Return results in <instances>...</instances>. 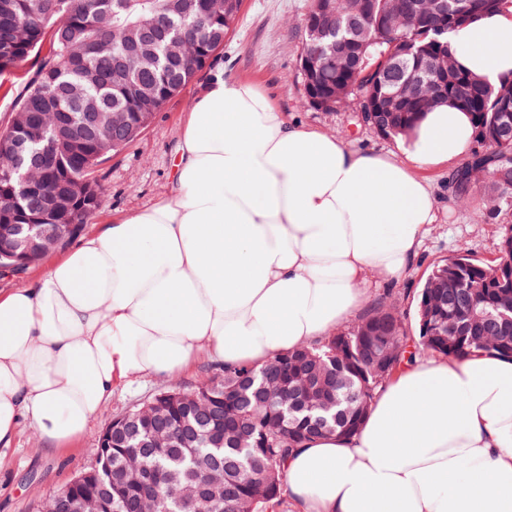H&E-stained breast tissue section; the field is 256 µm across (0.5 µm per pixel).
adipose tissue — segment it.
<instances>
[{"mask_svg":"<svg viewBox=\"0 0 512 512\" xmlns=\"http://www.w3.org/2000/svg\"><path fill=\"white\" fill-rule=\"evenodd\" d=\"M450 45L475 76L512 75V12L479 15ZM473 135L448 104L396 151L357 148L252 81L209 79L160 200L0 292V446L25 424L57 447L79 439L134 376L319 341L368 305L371 277L410 270L437 221L421 172L452 167ZM284 472L289 512H512V360L419 356L356 434L311 439Z\"/></svg>","mask_w":512,"mask_h":512,"instance_id":"obj_1","label":"adipose tissue"}]
</instances>
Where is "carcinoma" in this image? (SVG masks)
<instances>
[{"instance_id":"1","label":"carcinoma","mask_w":512,"mask_h":512,"mask_svg":"<svg viewBox=\"0 0 512 512\" xmlns=\"http://www.w3.org/2000/svg\"><path fill=\"white\" fill-rule=\"evenodd\" d=\"M225 14L213 15L186 0H0V80L17 74L37 60L35 76L13 107L33 124L49 125L47 112H64L75 123L86 112H157L178 96L205 65L179 60L173 48L180 36L200 34L203 57L212 59L235 26L241 0ZM332 23L356 20L367 31L366 44L353 49L346 71L327 65L318 69L313 90L330 96L339 82H350L358 95L364 89L355 76L377 66L387 69L392 84L415 73L414 61L391 67L403 38L422 45L434 38L430 30L415 32L402 26L392 36L376 31L390 9L389 0H333ZM448 18L511 11L512 0H447ZM448 85L465 97L474 116L475 141L480 150L457 172L453 185L460 199L476 181L503 194L512 189V124L502 129L500 82L459 69L448 57ZM419 113L405 112L391 131L409 132ZM100 149L86 138L59 152L70 177L85 178L120 152ZM47 182L40 193L25 194L17 175L0 182V190L25 196L23 209L38 195L54 191ZM501 256L486 265L459 249L433 266L415 305L417 335L408 334L397 304L383 298L356 322L336 329L322 340L283 353L263 365H226L222 374L197 389L210 408L200 412L169 403L163 425L170 446L152 448L156 423L129 411L134 437L112 441L107 467L112 488L126 494L127 507L152 497L166 508L188 486L210 472L223 476L214 489L224 505L237 512H268L288 507L282 461L309 438L324 433L352 435L362 425L378 391L399 367L409 344L425 352L460 359L474 349L512 358V236L500 244ZM261 370L278 378L281 390L259 399L241 394L252 374Z\"/></svg>"}]
</instances>
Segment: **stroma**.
<instances>
[{
    "label": "stroma",
    "instance_id": "stroma-1",
    "mask_svg": "<svg viewBox=\"0 0 512 512\" xmlns=\"http://www.w3.org/2000/svg\"><path fill=\"white\" fill-rule=\"evenodd\" d=\"M308 4L309 0H243L235 28L211 66L157 112L134 143L101 166L97 177L102 205L93 220L84 225V233L96 232L111 223L113 216L158 200L172 175L181 120L197 91L219 72L261 85L280 111L302 123L358 147L394 149V139L365 126L353 106L323 111L306 104L299 59L305 44L303 19ZM424 176L432 182L438 197V223L431 225L421 256L405 278L397 282L375 278L370 283L371 299L392 294L409 315L414 312V297L432 264L462 247L474 259L493 263L500 255L502 239L512 234V208L496 209L476 191L467 203L451 200L448 182L452 173L448 169H429ZM219 371V363L202 355L174 377L133 378L113 391L89 431L68 449L43 444L33 428L22 425L11 446L0 447V512H40L46 498L92 464L98 436L113 418L160 391L194 389Z\"/></svg>",
    "mask_w": 512,
    "mask_h": 512
}]
</instances>
